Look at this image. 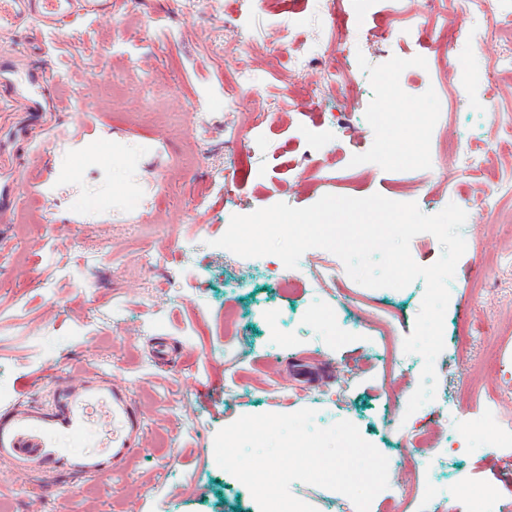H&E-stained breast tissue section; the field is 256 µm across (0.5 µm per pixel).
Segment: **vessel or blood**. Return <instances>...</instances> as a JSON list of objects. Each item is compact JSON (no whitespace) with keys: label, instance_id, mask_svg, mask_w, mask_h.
<instances>
[{"label":"vessel or blood","instance_id":"b4317fda","mask_svg":"<svg viewBox=\"0 0 512 512\" xmlns=\"http://www.w3.org/2000/svg\"><path fill=\"white\" fill-rule=\"evenodd\" d=\"M111 10L112 0H56L50 8L44 0H5L0 29L37 19L55 30L72 31L85 16ZM53 85L48 67L25 61L9 49L0 50V112L9 115L8 122L0 124V224L14 220L19 147L35 143L43 131L45 113L59 109ZM94 403L101 409L100 448L82 458L79 468L93 475L120 469L143 448L142 421L129 390L107 380L98 385L84 378L66 381L48 407L1 410L0 453L34 460L41 468L68 465L69 451L60 447L58 439L63 434L87 438V408Z\"/></svg>","mask_w":512,"mask_h":512}]
</instances>
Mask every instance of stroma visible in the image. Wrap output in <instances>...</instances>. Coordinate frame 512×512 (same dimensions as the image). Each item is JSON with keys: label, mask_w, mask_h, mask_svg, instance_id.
<instances>
[{"label": "stroma", "mask_w": 512, "mask_h": 512, "mask_svg": "<svg viewBox=\"0 0 512 512\" xmlns=\"http://www.w3.org/2000/svg\"><path fill=\"white\" fill-rule=\"evenodd\" d=\"M237 0H114L77 32L34 25L8 45L41 56L63 110L23 156L38 187L17 183L18 221L0 230V407L46 404L58 374L103 373L131 391L145 447L89 477L0 466L12 512H259L249 489L214 458L216 433L243 415L315 411L327 428L352 422L389 461L370 512H512V236L469 211L466 250L449 283L434 400L407 402L423 359L403 351L425 283L372 289L333 253L296 268L214 247L232 216L333 194L378 193L432 215L512 180V139L498 135L472 83L449 110L452 71L414 70L429 52L430 0H343L348 27L394 25L399 38L349 64L358 96L334 92L298 110L311 73L289 59L328 25V0H257L237 29V54H217ZM260 97H231L239 59ZM207 98L198 122L194 103ZM430 135L421 161L418 131ZM262 138L256 167L238 164ZM447 139L479 154L464 168ZM223 173L228 192L214 189ZM199 244L192 256L183 238ZM84 266L72 279L58 267ZM468 325L481 348L463 347ZM193 350L189 370L156 364L153 346ZM495 405L496 419L483 415ZM430 437L426 448L411 431Z\"/></svg>", "instance_id": "stroma-1"}]
</instances>
